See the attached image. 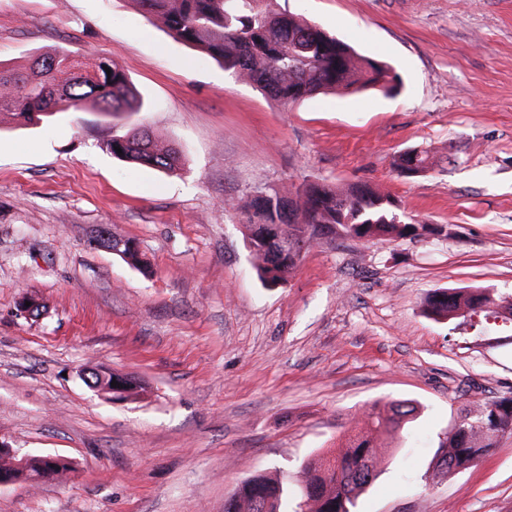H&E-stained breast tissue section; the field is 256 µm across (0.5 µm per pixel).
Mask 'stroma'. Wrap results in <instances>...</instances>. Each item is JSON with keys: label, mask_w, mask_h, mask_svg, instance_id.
I'll list each match as a JSON object with an SVG mask.
<instances>
[{"label": "stroma", "mask_w": 512, "mask_h": 512, "mask_svg": "<svg viewBox=\"0 0 512 512\" xmlns=\"http://www.w3.org/2000/svg\"><path fill=\"white\" fill-rule=\"evenodd\" d=\"M278 5L391 64L400 93L283 107L136 0H0L1 62L109 58L143 102L0 121V440L73 466L62 484L0 487V512H224L242 481L295 477L390 400L420 413L378 440L386 463L356 512H512V436L433 475L461 409L512 395V333L421 307L442 288L512 296V0ZM134 125L165 133L180 169L113 157ZM408 150L427 171L398 175ZM306 182L371 185L427 230L326 238L267 286L244 205ZM103 228L149 269L91 245ZM26 295L44 316L20 315ZM95 365L143 394L111 402L82 377Z\"/></svg>", "instance_id": "1"}]
</instances>
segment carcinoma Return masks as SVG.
I'll list each match as a JSON object with an SVG mask.
<instances>
[{
	"label": "carcinoma",
	"instance_id": "1",
	"mask_svg": "<svg viewBox=\"0 0 512 512\" xmlns=\"http://www.w3.org/2000/svg\"><path fill=\"white\" fill-rule=\"evenodd\" d=\"M143 11L163 21L170 33L220 63L236 79L253 85L271 99L291 105L322 93L351 94L371 86L395 93L401 78L388 64L361 56L339 39L297 15L281 10L277 0H137ZM74 51L56 49L33 55L23 67L0 63V114L27 126L55 112H80L87 103L114 116L137 112L140 102L124 70L112 59L76 63L77 72L56 83L54 69ZM111 73H106L104 67ZM112 155L130 163L165 172L180 169L178 151L164 136L149 128H134L109 144ZM121 148L117 153L115 148ZM246 208L257 218L245 225L249 247L257 259L258 277L275 286L285 280L297 261L285 244L302 252L342 231L365 242L386 235L404 237L427 230L409 224L394 208V200L368 185L339 187L306 184L289 195L256 192ZM508 312L512 301L497 302L479 289H438L425 301V313L435 321L477 313ZM95 384L123 383V399L139 394L142 386L129 375L93 370ZM418 407L391 400L371 405L364 415L365 434L347 438L344 448H324L298 467L293 489L288 482L265 473L241 482L224 500V512H353L360 492L378 477L383 460L374 436L394 435L412 422ZM512 435V396L478 402L461 412L444 434L435 471L450 476L472 467L500 437ZM31 473H50L63 482L71 466L51 464L33 456Z\"/></svg>",
	"mask_w": 512,
	"mask_h": 512
}]
</instances>
